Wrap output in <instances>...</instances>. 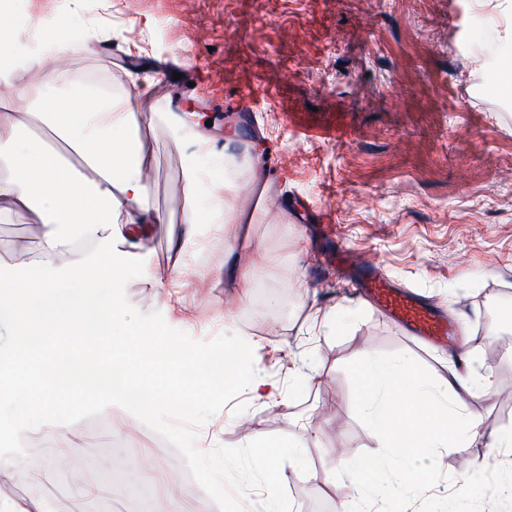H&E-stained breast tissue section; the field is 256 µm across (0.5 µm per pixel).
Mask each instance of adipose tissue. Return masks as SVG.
<instances>
[{
    "instance_id": "1",
    "label": "adipose tissue",
    "mask_w": 512,
    "mask_h": 512,
    "mask_svg": "<svg viewBox=\"0 0 512 512\" xmlns=\"http://www.w3.org/2000/svg\"><path fill=\"white\" fill-rule=\"evenodd\" d=\"M0 80L11 87L0 98V219L24 210L40 218L28 273L0 276V337L8 339L0 347V401L17 405L12 418L0 419V440L20 432L48 442L67 436L62 409L84 393L109 413L178 411L209 378L208 363L186 358L160 329L124 324L117 306L91 308L93 289L117 278L149 225L164 221L149 200L137 137L163 82L79 110L71 96L47 92L41 59L0 71ZM115 127L127 134L108 141ZM74 226L93 247L90 259L75 257ZM354 375L374 437L396 458L480 435L475 415L449 416L446 400L408 365L374 360Z\"/></svg>"
}]
</instances>
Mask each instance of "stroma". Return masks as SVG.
<instances>
[{
	"label": "stroma",
	"instance_id": "obj_1",
	"mask_svg": "<svg viewBox=\"0 0 512 512\" xmlns=\"http://www.w3.org/2000/svg\"><path fill=\"white\" fill-rule=\"evenodd\" d=\"M36 14L48 24L27 28ZM14 38L33 56L76 31L75 72L102 68L122 88L162 78L165 95L145 113L141 139L150 163L155 225L138 257L142 276L128 302L197 340L210 329L255 343L257 379L287 400L251 390L197 427L196 445L242 446L269 435L305 441L308 473L281 468L292 512H323L322 499L361 512L345 466L376 458L388 482L391 449L373 439L358 407L354 369L377 358L404 362L445 390L450 373L486 385L465 401L484 439L458 436L421 460L430 480L417 498L376 497L378 512H512L501 492L512 452L490 437L512 430V100L489 91L512 78V0H23ZM251 121L230 130L243 93ZM197 105L186 117L187 105ZM232 154L233 187L267 182L266 205L252 226L263 250L248 300L223 269L234 225L219 223L209 196ZM196 171V209L185 201V174ZM196 222L182 268L166 270L170 225ZM38 245V220L20 212L0 221V273L21 274ZM367 255L393 285L447 312L464 331L466 359L411 336L387 311L359 295L356 271L339 254ZM162 275L161 287L149 280ZM334 317V328L323 325ZM320 382L308 385V374ZM81 445L38 446L24 435L0 452L17 470L0 498L24 504L53 499L48 467L92 476L144 457L159 485L157 508L198 512L203 490L189 492L180 453L144 425L124 428L128 451L100 453L95 428L106 413L86 403L67 413ZM471 487L458 494L460 481Z\"/></svg>",
	"mask_w": 512,
	"mask_h": 512
}]
</instances>
